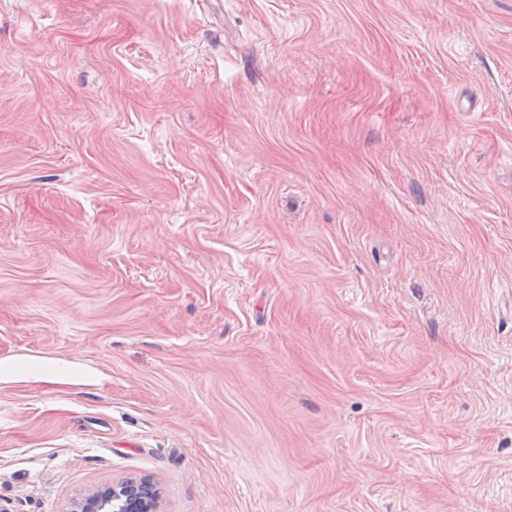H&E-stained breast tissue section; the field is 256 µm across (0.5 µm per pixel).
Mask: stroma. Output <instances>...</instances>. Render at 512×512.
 Returning <instances> with one entry per match:
<instances>
[{
	"label": "stroma",
	"mask_w": 512,
	"mask_h": 512,
	"mask_svg": "<svg viewBox=\"0 0 512 512\" xmlns=\"http://www.w3.org/2000/svg\"><path fill=\"white\" fill-rule=\"evenodd\" d=\"M0 0V512H512V0ZM159 498L151 479L130 477L86 495L71 512H157Z\"/></svg>",
	"instance_id": "obj_1"
}]
</instances>
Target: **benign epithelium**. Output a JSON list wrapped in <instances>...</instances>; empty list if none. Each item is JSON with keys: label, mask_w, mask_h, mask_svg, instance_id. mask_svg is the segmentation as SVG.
Wrapping results in <instances>:
<instances>
[{"label": "benign epithelium", "mask_w": 512, "mask_h": 512, "mask_svg": "<svg viewBox=\"0 0 512 512\" xmlns=\"http://www.w3.org/2000/svg\"><path fill=\"white\" fill-rule=\"evenodd\" d=\"M159 498L151 479L130 477L86 495L71 512H157Z\"/></svg>", "instance_id": "7a95c632"}]
</instances>
